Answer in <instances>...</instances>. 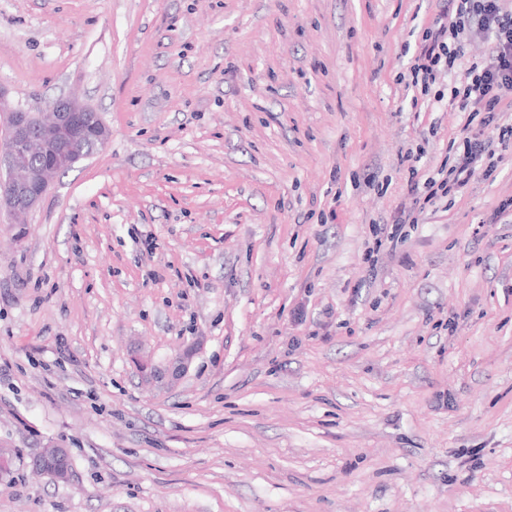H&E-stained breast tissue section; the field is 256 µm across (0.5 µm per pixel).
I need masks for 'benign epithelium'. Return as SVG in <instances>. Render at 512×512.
Wrapping results in <instances>:
<instances>
[{
	"label": "benign epithelium",
	"instance_id": "benign-epithelium-1",
	"mask_svg": "<svg viewBox=\"0 0 512 512\" xmlns=\"http://www.w3.org/2000/svg\"><path fill=\"white\" fill-rule=\"evenodd\" d=\"M107 138L100 114L76 99H62L46 114L22 108L7 113L6 140L0 149V209L16 217L26 215L64 170L89 156L85 149L102 146ZM67 453L66 448H43L29 467L50 479L53 473L44 459Z\"/></svg>",
	"mask_w": 512,
	"mask_h": 512
}]
</instances>
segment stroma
<instances>
[{
	"mask_svg": "<svg viewBox=\"0 0 512 512\" xmlns=\"http://www.w3.org/2000/svg\"><path fill=\"white\" fill-rule=\"evenodd\" d=\"M444 4L0 0L9 104L109 130L0 211V512H512V148L375 248L467 119L405 84ZM62 454H68L66 461L60 462V461L55 460V458L52 457L50 459V465L51 466H55V465L63 466V467H67L68 470H71L72 469L71 456L69 455V450L67 448H41V450L31 458L29 467L32 470V472H34L40 476L46 477L48 479H51L53 477L52 470L48 469L44 465V459L49 456H53V455L59 456Z\"/></svg>",
	"mask_w": 512,
	"mask_h": 512,
	"instance_id": "1",
	"label": "stroma"
}]
</instances>
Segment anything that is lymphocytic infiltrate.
I'll return each mask as SVG.
<instances>
[{"label":"lymphocytic infiltrate","mask_w":512,"mask_h":512,"mask_svg":"<svg viewBox=\"0 0 512 512\" xmlns=\"http://www.w3.org/2000/svg\"><path fill=\"white\" fill-rule=\"evenodd\" d=\"M504 2L448 0L447 8L425 31L423 47L410 67L412 81L426 85L440 72H459L450 101L478 116L479 122L463 127L446 177L411 186L414 208H424L436 196L462 191L475 180L489 177L496 167L497 148L512 147V126L499 127L497 136L489 134L503 101L512 97V10H506ZM476 29L485 34L489 53L460 68L464 38Z\"/></svg>","instance_id":"lymphocytic-infiltrate-1"}]
</instances>
